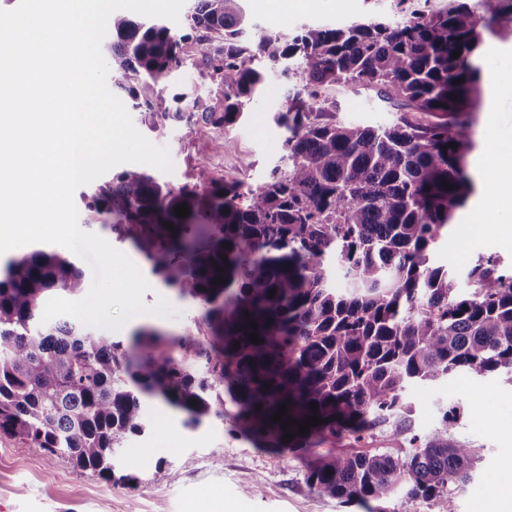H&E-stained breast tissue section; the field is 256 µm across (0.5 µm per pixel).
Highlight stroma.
I'll list each match as a JSON object with an SVG mask.
<instances>
[{
    "mask_svg": "<svg viewBox=\"0 0 512 512\" xmlns=\"http://www.w3.org/2000/svg\"><path fill=\"white\" fill-rule=\"evenodd\" d=\"M246 13L260 26L293 32L304 24L346 25L370 18L395 21L410 11L446 9L448 0H312L303 10L278 12L272 0H242ZM481 52L495 75L484 83L482 110L477 115L476 147L467 158L475 191L465 207L454 214L448 232L433 251L436 264L466 272L481 255L512 265V244L485 231L480 201L485 193L484 172L490 160L486 129L494 127L501 139L512 141V86L496 75L512 70V37H485ZM170 75L169 93L186 92L224 105V88L199 67L190 49ZM299 89L296 77L268 76L261 96L247 108L245 119L212 129L208 136L188 135L185 119L176 115L158 119L147 129L139 113L131 118L152 143L167 147L173 163L169 173L157 172L159 181L173 187L186 183L255 186L270 169L282 163L285 135L273 115ZM337 102L336 116L343 123L362 126L392 121L369 91L326 89ZM146 304L167 298L178 310L161 318L140 315L120 329L129 335L142 325H153L184 335L200 310L191 300L158 281H151ZM405 396L413 407L414 427L426 434L436 428L442 408L457 406L459 437L473 448L477 461L469 482L454 491L456 512H479L487 499V485L504 482L503 464L512 457V435L492 429L494 417L512 419V382L501 375L470 377L466 382L413 384ZM149 420L144 435L126 438L114 461L115 482L96 473L72 468L60 458L29 448L20 440L0 434V512H218L227 505L235 512H445L441 500L399 496L380 504L345 506L335 498L310 490L306 474L321 456L351 451L348 440L323 445L308 453L274 454L256 448L235 431L234 409L225 406L223 419L210 418L198 428L185 427L180 411L157 400L145 408Z\"/></svg>",
    "mask_w": 512,
    "mask_h": 512,
    "instance_id": "1",
    "label": "stroma"
}]
</instances>
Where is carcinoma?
<instances>
[{"mask_svg":"<svg viewBox=\"0 0 512 512\" xmlns=\"http://www.w3.org/2000/svg\"><path fill=\"white\" fill-rule=\"evenodd\" d=\"M110 26L107 64L123 99L152 126L182 103L176 116H187L197 138L235 123L262 92L265 70L293 72L302 90L274 116L287 132V162L246 190L219 181L174 188L126 169L85 197V223L112 222L116 239L162 285L199 306L183 338L149 326L118 339L74 320L43 324L49 299L83 293L79 268L43 248L8 259L0 273V434L110 482L118 448L147 429L145 401H162L197 427L224 418L227 400L237 431L274 453L343 437L407 443L400 455L324 456L306 476L321 497L365 505L403 492L441 498L454 512L453 492L475 462L457 435L460 408L442 410L440 426L420 436L404 393L411 383L467 373L512 381V267L480 256L464 289L452 268L431 260L474 192L467 156L489 69L480 47L485 33L512 34V0H452L446 11L396 23L252 35L240 0H196L179 37L122 14ZM184 43L224 85V108L168 96ZM333 86L374 91L395 122L336 121V101L323 96ZM181 204L189 215H176ZM333 260L342 288L329 275ZM252 333L262 343L250 342ZM284 404L298 422L316 415L324 423L307 434L284 430L272 421Z\"/></svg>","mask_w":512,"mask_h":512,"instance_id":"obj_1","label":"carcinoma"}]
</instances>
